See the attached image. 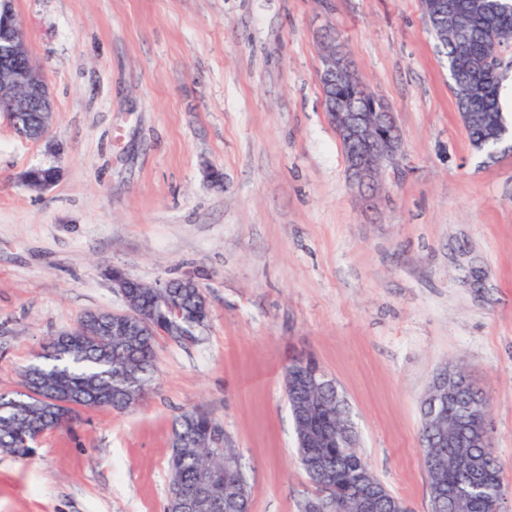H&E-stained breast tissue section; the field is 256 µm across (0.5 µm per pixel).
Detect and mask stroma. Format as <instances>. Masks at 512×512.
<instances>
[{"label": "stroma", "mask_w": 512, "mask_h": 512, "mask_svg": "<svg viewBox=\"0 0 512 512\" xmlns=\"http://www.w3.org/2000/svg\"><path fill=\"white\" fill-rule=\"evenodd\" d=\"M53 94L46 140L0 113V392L47 336L121 310L109 274L193 277L199 341L155 342L135 410L82 412L34 456L0 454V512H163L172 427L208 411L251 512H301L283 375L315 361L360 453L429 512L422 405L445 369L490 400L512 512V147L486 160L456 108L421 0H12ZM336 40L393 113L401 148L372 201L328 123ZM55 167L43 191L23 176Z\"/></svg>", "instance_id": "35a3bbf8"}]
</instances>
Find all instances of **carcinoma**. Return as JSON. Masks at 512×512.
Returning <instances> with one entry per match:
<instances>
[{
    "mask_svg": "<svg viewBox=\"0 0 512 512\" xmlns=\"http://www.w3.org/2000/svg\"><path fill=\"white\" fill-rule=\"evenodd\" d=\"M448 18L459 20L439 32L434 31L442 52L448 59V71L455 89L457 110L463 120L474 150L493 159L501 143L497 133L507 123L501 105V88L505 75L481 67L480 62L494 49L512 44V0H445ZM325 109L328 112H362V102L370 96L356 78L351 65L336 77V88H324ZM172 291L181 297L180 311L175 313L157 303L159 289L130 278L126 294L139 310L149 315L151 331L120 333L116 336H93L81 327L70 330L57 339L50 336L44 344V362L27 367L22 384L43 387L52 394H62L74 407L49 408L40 402L24 400L19 405L0 401V453L25 459L33 450L26 441L38 434L52 431L51 418L67 423L78 419L79 406L84 400L101 408L117 412L133 409L130 393L149 391L155 380L154 344L158 334L167 337L182 331L201 333L209 310L201 295L192 288L182 287V280L169 281ZM313 362L296 361L284 374L288 387L287 401L295 429L303 427L301 402L311 404L322 421H332V442L326 448L315 447L314 436L301 433L297 441L298 459L302 468L306 461L320 460L321 473L308 475L316 493L323 485L336 484L339 505L347 504L350 512H359V492L372 484L382 493L379 512H402L404 500L392 495L373 473L367 460L354 448L345 447L340 431V418L350 416L345 396L335 385L319 389L312 396L305 392L304 375L311 372ZM454 376L456 391L448 396L444 420L452 440L441 443L430 434L423 437L424 453L434 454L439 462L436 471H427L429 480V512H494L493 502L502 488L501 465L493 456L489 441L475 443L474 415L488 409L484 396L464 385L467 376L458 369L449 370ZM219 423L205 411L192 408L175 420L172 451L168 464V490L179 487L185 497L198 495L201 487L209 492V504L201 512H250V492L243 479L239 457L229 442L217 446L213 430ZM481 475L482 488L466 495L455 506L440 499L438 492L466 489L471 473Z\"/></svg>",
    "mask_w": 512,
    "mask_h": 512,
    "instance_id": "cac0c4a2",
    "label": "carcinoma"
}]
</instances>
